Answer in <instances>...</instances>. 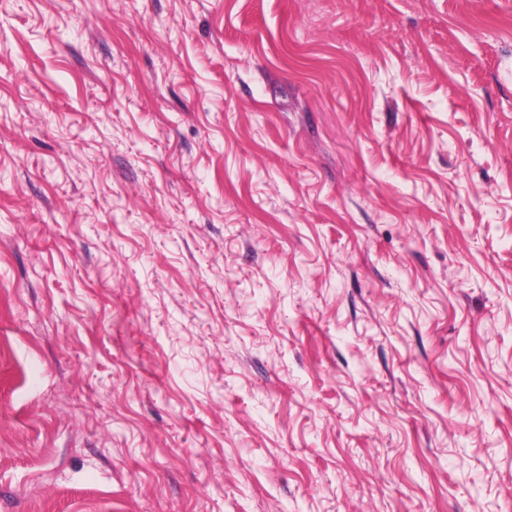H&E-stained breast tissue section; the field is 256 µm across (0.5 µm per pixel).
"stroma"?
<instances>
[{
    "mask_svg": "<svg viewBox=\"0 0 512 512\" xmlns=\"http://www.w3.org/2000/svg\"><path fill=\"white\" fill-rule=\"evenodd\" d=\"M0 512H512V0H0Z\"/></svg>",
    "mask_w": 512,
    "mask_h": 512,
    "instance_id": "stroma-1",
    "label": "stroma"
}]
</instances>
